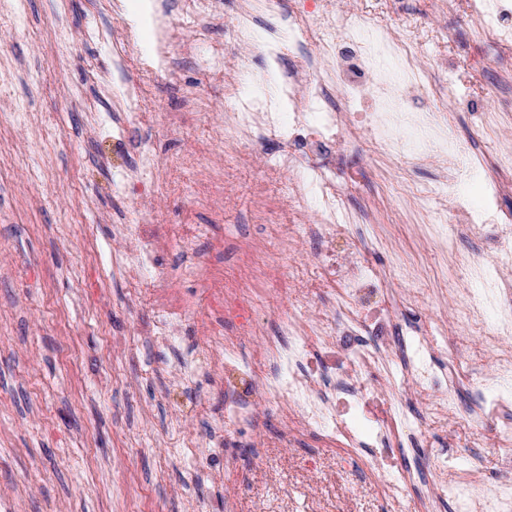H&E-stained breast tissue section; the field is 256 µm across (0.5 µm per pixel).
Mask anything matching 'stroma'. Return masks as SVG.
<instances>
[{
	"label": "stroma",
	"mask_w": 512,
	"mask_h": 512,
	"mask_svg": "<svg viewBox=\"0 0 512 512\" xmlns=\"http://www.w3.org/2000/svg\"><path fill=\"white\" fill-rule=\"evenodd\" d=\"M12 6L0 0V512H403L425 495L417 480L406 497L384 496L383 483L399 478L394 468L349 479L352 460L324 439L278 437L270 405L236 434L260 435L250 461L225 467L224 403L240 381L224 372V339L235 326L210 306L211 277L243 286L255 267L234 254L264 233L252 212L265 202L277 218L291 212L267 172L276 147L221 184L190 164L202 149L223 168L213 128L232 107L222 85L202 81L210 63L203 43L171 74L131 63L126 80L143 87L147 121L122 134L94 127V111H112L122 92L101 87L132 0H24L18 20ZM333 9L377 16L388 39L402 34L403 19L423 15L416 62L434 68L442 57L435 82L455 81L459 111L501 98L496 58L435 0H333ZM62 29L69 44L59 41ZM143 143L162 161L150 179L162 186L154 207L163 261L174 267L178 250L192 248L202 272L134 288L112 275V253L126 246L113 226L133 203L113 184ZM340 157L361 235L386 245L383 268L402 261L420 273L425 304L409 301L407 281L392 284L404 318L451 320L449 301L485 283L460 275L447 233L428 222L431 205L391 190L441 181V173L373 153L362 131ZM174 311L182 315L175 340L157 330ZM491 358L472 336L449 339L428 361L454 364L471 406L482 394H512V373H493ZM398 412L428 430L430 455L448 456L438 480L455 484L471 467L499 473L492 427L419 406Z\"/></svg>",
	"instance_id": "35a3bbf8"
}]
</instances>
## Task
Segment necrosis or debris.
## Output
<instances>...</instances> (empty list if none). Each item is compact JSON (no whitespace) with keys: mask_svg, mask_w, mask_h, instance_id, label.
<instances>
[{"mask_svg":"<svg viewBox=\"0 0 512 512\" xmlns=\"http://www.w3.org/2000/svg\"><path fill=\"white\" fill-rule=\"evenodd\" d=\"M279 0H264L262 11L245 9L228 27L229 45L211 47L221 68L208 74L210 81L224 85V94L236 99L233 111L225 113L223 125L224 171L233 173L249 164L269 141L276 142L273 171L287 181L288 196L297 204L313 202V216L298 213L293 224L269 225L263 239L267 259L278 264L293 257L300 242L316 245V263L304 272L289 273L292 288H323L328 292L325 312L304 315L295 309L274 311L272 333L261 336L253 319L254 297L266 292L268 280L252 278L247 294L221 301L225 317L238 323L240 335L261 336L258 354L273 367L272 373L257 383L249 395H234L224 405L225 419L240 423L252 419L255 407L272 401L280 415L283 432L316 434L343 446L355 456L360 444L358 417L368 419L375 432L372 467L397 465V448L404 443L422 447L423 430L408 420L397 418L390 402L418 404L431 414L457 413L453 391V370L436 373L431 365L406 357L408 346L434 352L433 332L408 325L398 305H378L376 299L388 286V276L375 262L383 244L375 240L357 243V211L351 206L348 182L339 171L331 145L348 142L351 133L362 127L373 130L376 151L398 162L432 165L448 174L457 170L458 151L448 135L449 105L455 91L433 97L431 108L404 112L401 102L408 90L428 88L430 71L414 66L402 80L386 78L378 69L373 51L353 14L325 12L319 27L309 26L306 15L290 17L300 32L293 55L284 73L281 98L239 99L244 80L243 65L229 53L230 46L254 49L264 57L281 60L280 48L257 40L262 19L278 18ZM467 23L475 41L500 62L505 77L512 78V0H468ZM336 67L340 95L349 109L336 111L327 106L323 86L307 77L312 62L308 47ZM317 110L315 122H308V110ZM484 161L494 171L492 198L484 211L469 213L464 201L453 198L450 208L434 209L431 223L448 225L449 211H456L460 227H449L450 236L465 235L487 242L495 254H512V153L495 151ZM154 188L143 184L139 206L121 226L122 236L135 244L132 253L112 255V272L136 279L160 273L155 241L145 233L154 221L150 198ZM461 272L481 276L494 266L496 276L490 293H466L456 304L453 318L459 335L479 336L494 351L493 368L512 372V264L491 263L484 253H468L458 258ZM495 306L498 319L487 324L483 313ZM398 363L406 388L393 382L391 363ZM503 476L481 469L464 471L454 489L459 512H512V454L502 460Z\"/></svg>","mask_w":512,"mask_h":512,"instance_id":"obj_1","label":"necrosis or debris"}]
</instances>
